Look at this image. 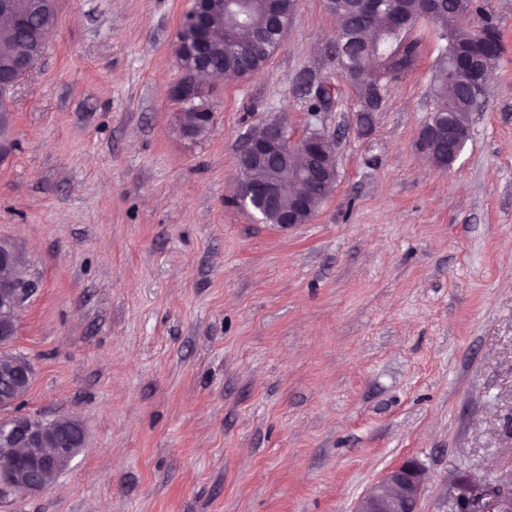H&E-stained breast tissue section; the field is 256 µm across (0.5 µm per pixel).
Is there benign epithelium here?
Instances as JSON below:
<instances>
[{
	"instance_id": "7a95c632",
	"label": "benign epithelium",
	"mask_w": 512,
	"mask_h": 512,
	"mask_svg": "<svg viewBox=\"0 0 512 512\" xmlns=\"http://www.w3.org/2000/svg\"><path fill=\"white\" fill-rule=\"evenodd\" d=\"M215 0H193L190 14L201 30L207 27ZM17 0H0V20L18 24ZM501 42L497 28L482 25L471 28L469 45L461 47L448 42V55L461 69L473 63V50L492 42ZM305 161L309 175L301 180L294 193L293 211L308 209L312 196L329 194L333 187L324 185L318 174L337 162L333 140L319 130L293 140L288 126L273 120L262 130L246 139L241 154L257 165H263L281 153L285 141ZM263 198L271 203L280 196V188L266 181L254 182L249 197ZM249 197L243 198L249 202ZM17 252L0 247V351H8L17 335L20 312L31 295L34 285L25 275L17 273ZM7 380L15 386L30 388L34 369L27 359L16 358L8 369ZM81 430L79 423L69 416L43 419L19 411L0 421V508L42 493L52 480L64 471L78 449L66 444L67 436ZM426 471L416 460H406L390 469L361 498L357 512H418L424 489ZM456 512H512V472L490 481L479 479L458 488L455 495Z\"/></svg>"
}]
</instances>
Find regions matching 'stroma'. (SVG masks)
<instances>
[{
    "label": "stroma",
    "instance_id": "obj_1",
    "mask_svg": "<svg viewBox=\"0 0 512 512\" xmlns=\"http://www.w3.org/2000/svg\"><path fill=\"white\" fill-rule=\"evenodd\" d=\"M480 5L502 51L441 169L419 144L431 21L366 132L335 15L298 0L258 73L206 81L213 125L192 139L170 95L192 0H57L0 132V242L38 284L22 410L86 442L13 512H355L411 458L420 512H453L456 484L512 468V0ZM277 117L336 148L334 191L291 228L237 200L242 145Z\"/></svg>",
    "mask_w": 512,
    "mask_h": 512
}]
</instances>
